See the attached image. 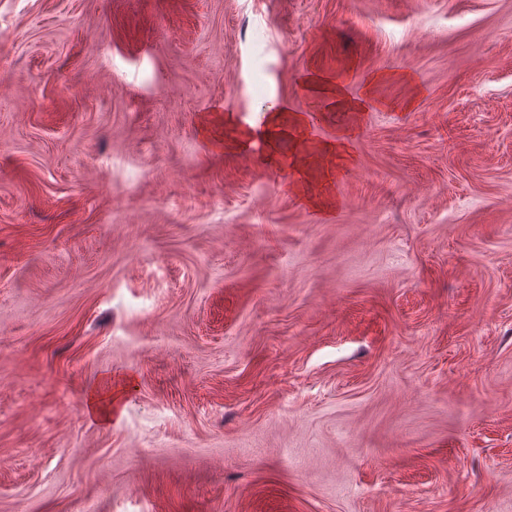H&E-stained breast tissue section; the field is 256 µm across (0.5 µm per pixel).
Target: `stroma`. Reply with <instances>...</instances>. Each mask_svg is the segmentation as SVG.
Wrapping results in <instances>:
<instances>
[{"label": "stroma", "instance_id": "stroma-1", "mask_svg": "<svg viewBox=\"0 0 512 512\" xmlns=\"http://www.w3.org/2000/svg\"><path fill=\"white\" fill-rule=\"evenodd\" d=\"M0 512H512V0H0ZM304 81L312 91L333 98L336 100V105L347 112H361L365 108L364 98L348 97L344 87L339 83H332L318 75H306ZM287 110L284 106L272 104L265 122V129L260 133V137L269 149L266 161L271 164H278L280 162L276 150V144L280 139L288 137L290 140L299 141L309 135V130L303 117L295 119L288 130L281 126L279 122L280 112H287Z\"/></svg>", "mask_w": 512, "mask_h": 512}]
</instances>
